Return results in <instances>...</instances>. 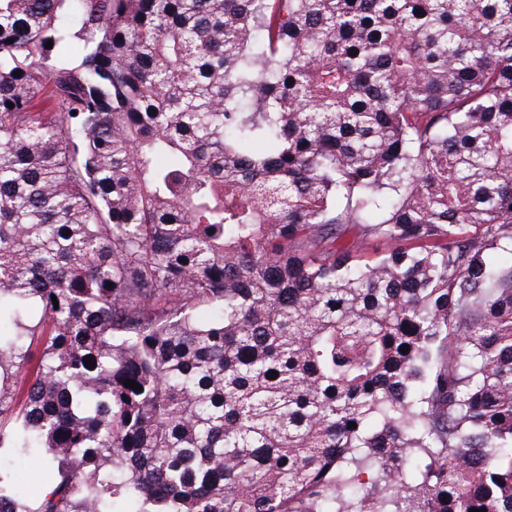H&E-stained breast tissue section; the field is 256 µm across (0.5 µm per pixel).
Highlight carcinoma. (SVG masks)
<instances>
[{"label":"carcinoma","mask_w":512,"mask_h":512,"mask_svg":"<svg viewBox=\"0 0 512 512\" xmlns=\"http://www.w3.org/2000/svg\"><path fill=\"white\" fill-rule=\"evenodd\" d=\"M504 253L512 0H0V512H512ZM10 468L20 472L28 485L37 486L42 481V465L34 458L17 457L11 462Z\"/></svg>","instance_id":"carcinoma-1"}]
</instances>
